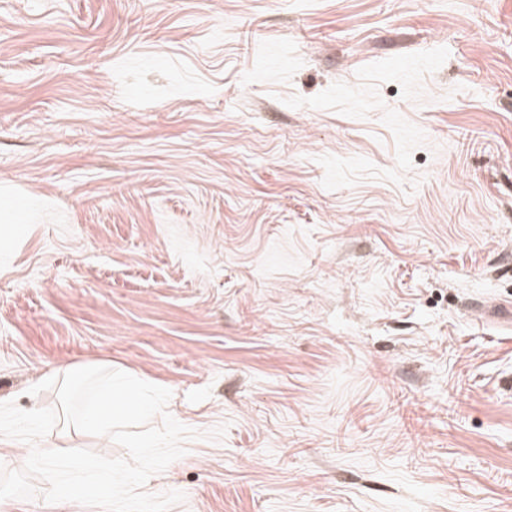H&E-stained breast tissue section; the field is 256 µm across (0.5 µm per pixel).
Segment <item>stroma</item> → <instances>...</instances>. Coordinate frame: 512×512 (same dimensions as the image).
Returning a JSON list of instances; mask_svg holds the SVG:
<instances>
[{
    "mask_svg": "<svg viewBox=\"0 0 512 512\" xmlns=\"http://www.w3.org/2000/svg\"><path fill=\"white\" fill-rule=\"evenodd\" d=\"M78 364L170 512H512V0H0V397Z\"/></svg>",
    "mask_w": 512,
    "mask_h": 512,
    "instance_id": "1",
    "label": "stroma"
}]
</instances>
